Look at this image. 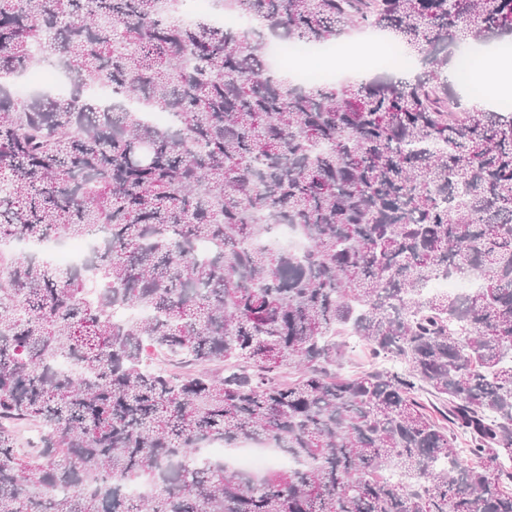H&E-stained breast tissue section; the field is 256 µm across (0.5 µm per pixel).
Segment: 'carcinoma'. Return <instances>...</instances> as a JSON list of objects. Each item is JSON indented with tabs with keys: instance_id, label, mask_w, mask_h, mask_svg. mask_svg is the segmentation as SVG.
<instances>
[{
	"instance_id": "cac0c4a2",
	"label": "carcinoma",
	"mask_w": 512,
	"mask_h": 512,
	"mask_svg": "<svg viewBox=\"0 0 512 512\" xmlns=\"http://www.w3.org/2000/svg\"><path fill=\"white\" fill-rule=\"evenodd\" d=\"M214 2L251 25L0 0V78L73 84L0 82V241H99L79 266L0 250V512H512V112L445 74L463 31L512 35V0ZM351 26L427 70L301 84L266 64L269 37ZM282 224L307 252L253 246ZM453 273L480 287L423 295ZM342 336L369 368L335 371ZM265 438L305 466L256 481L201 453ZM37 89H48L61 93L65 90V83L62 77L52 70H43L37 67L24 72L12 84L13 94L17 98H25Z\"/></svg>"
}]
</instances>
